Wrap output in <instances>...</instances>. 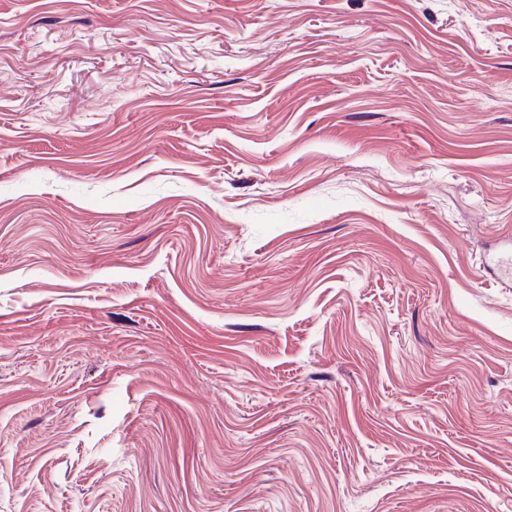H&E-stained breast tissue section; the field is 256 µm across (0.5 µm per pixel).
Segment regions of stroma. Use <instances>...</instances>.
I'll list each match as a JSON object with an SVG mask.
<instances>
[{
  "instance_id": "1",
  "label": "stroma",
  "mask_w": 512,
  "mask_h": 512,
  "mask_svg": "<svg viewBox=\"0 0 512 512\" xmlns=\"http://www.w3.org/2000/svg\"><path fill=\"white\" fill-rule=\"evenodd\" d=\"M512 0H0V512H512Z\"/></svg>"
}]
</instances>
